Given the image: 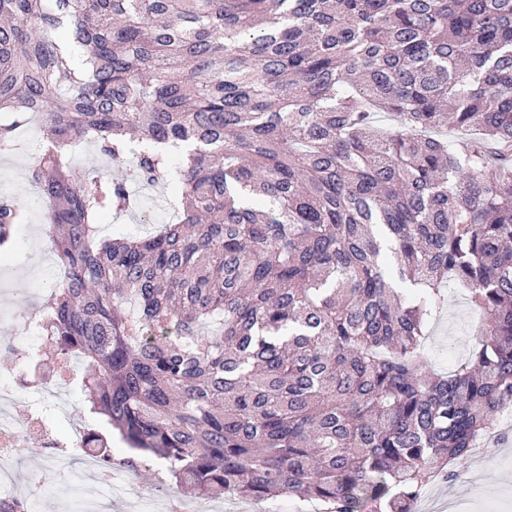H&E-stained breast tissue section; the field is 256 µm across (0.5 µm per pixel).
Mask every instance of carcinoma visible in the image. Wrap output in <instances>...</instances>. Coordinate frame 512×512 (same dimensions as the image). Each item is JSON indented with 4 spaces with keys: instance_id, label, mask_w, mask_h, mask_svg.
<instances>
[{
    "instance_id": "1",
    "label": "carcinoma",
    "mask_w": 512,
    "mask_h": 512,
    "mask_svg": "<svg viewBox=\"0 0 512 512\" xmlns=\"http://www.w3.org/2000/svg\"><path fill=\"white\" fill-rule=\"evenodd\" d=\"M0 112V154L33 115L55 147L30 182L57 355L176 487L409 512L502 431L512 0H0ZM85 141L175 183L179 222L100 236L126 177L77 173ZM20 218L0 201V246ZM448 279L483 322L437 373ZM86 447L112 469L103 435Z\"/></svg>"
}]
</instances>
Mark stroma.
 I'll return each instance as SVG.
<instances>
[{"instance_id":"35a3bbf8","label":"stroma","mask_w":512,"mask_h":512,"mask_svg":"<svg viewBox=\"0 0 512 512\" xmlns=\"http://www.w3.org/2000/svg\"><path fill=\"white\" fill-rule=\"evenodd\" d=\"M28 146L17 154L0 156V197L8 196L20 204L26 219L19 224L10 255L0 260V340L7 336L25 333L22 312L38 307L46 292L56 285L61 267L44 225L45 206L38 190L29 180L28 168L40 154L44 137L38 121H30L19 130ZM129 189L134 198L140 199L139 208L116 222L101 225L102 235L118 231L143 235L154 225L175 221L172 207L173 195L163 182H147L135 172L127 174ZM31 254L32 262L17 265L14 254ZM445 307L430 329L426 343L428 360L433 369L445 370L466 356L473 348L479 324V315L472 307L465 287L448 283L443 289ZM49 416L57 423L60 434L70 433L73 425L85 431H103L104 421L89 412L83 402L82 392L63 396L60 405H48ZM12 472L23 475L14 484L12 500H30L36 474L54 463V451L36 444L13 451ZM75 474L71 481L42 490L40 504L43 512H84L92 503L94 486L88 484L82 463H74ZM460 477L452 483L437 481L423 490L412 503L413 512H449L452 501L463 503L469 512H483V500H492L496 512H512V439L492 441L484 445L480 459H468L459 466ZM117 481L134 483L137 494L131 498H113L103 512H171L172 504L179 503L184 512H254L249 499L229 501L218 495L206 499L177 488L166 489L165 472L153 470H125L117 474Z\"/></svg>"}]
</instances>
